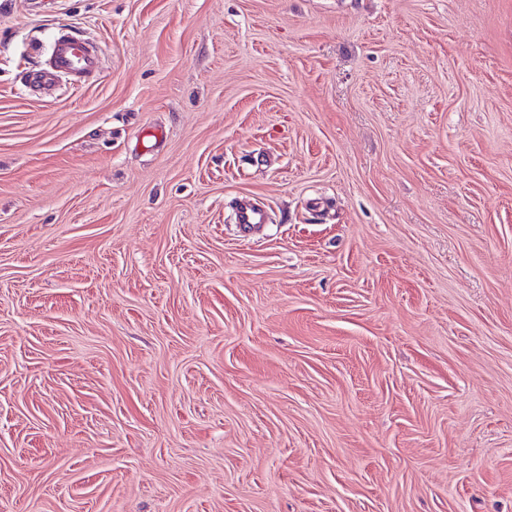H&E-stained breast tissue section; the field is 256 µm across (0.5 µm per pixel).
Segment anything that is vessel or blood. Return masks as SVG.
Here are the masks:
<instances>
[{
    "mask_svg": "<svg viewBox=\"0 0 512 512\" xmlns=\"http://www.w3.org/2000/svg\"><path fill=\"white\" fill-rule=\"evenodd\" d=\"M100 64L99 54L90 43L61 31L52 42L49 59L31 70L27 81L32 87L43 89L55 87L63 80L78 87L89 83Z\"/></svg>",
    "mask_w": 512,
    "mask_h": 512,
    "instance_id": "1",
    "label": "vessel or blood"
}]
</instances>
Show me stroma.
<instances>
[{
    "instance_id": "35a3bbf8",
    "label": "stroma",
    "mask_w": 512,
    "mask_h": 512,
    "mask_svg": "<svg viewBox=\"0 0 512 512\" xmlns=\"http://www.w3.org/2000/svg\"><path fill=\"white\" fill-rule=\"evenodd\" d=\"M0 512H512V0H0ZM101 60L97 50L87 41L59 31L52 42L49 59L27 75L35 88H53L62 79L76 87L89 83L99 70Z\"/></svg>"
}]
</instances>
